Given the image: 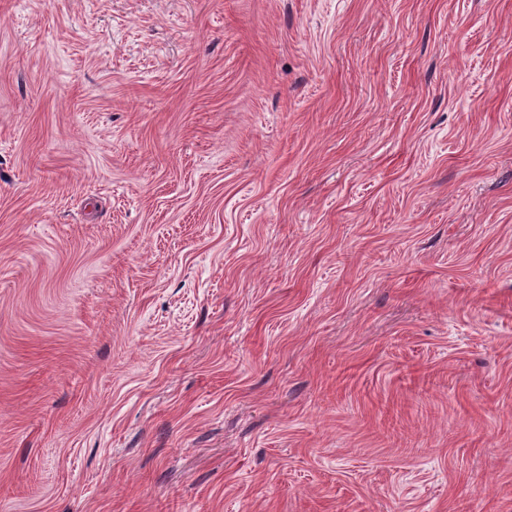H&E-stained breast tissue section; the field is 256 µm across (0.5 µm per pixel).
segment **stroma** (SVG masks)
Segmentation results:
<instances>
[{"label": "stroma", "mask_w": 512, "mask_h": 512, "mask_svg": "<svg viewBox=\"0 0 512 512\" xmlns=\"http://www.w3.org/2000/svg\"><path fill=\"white\" fill-rule=\"evenodd\" d=\"M0 512H512V0H0Z\"/></svg>", "instance_id": "stroma-1"}]
</instances>
